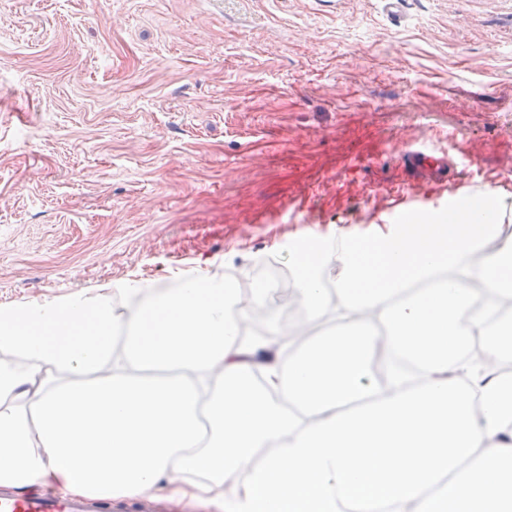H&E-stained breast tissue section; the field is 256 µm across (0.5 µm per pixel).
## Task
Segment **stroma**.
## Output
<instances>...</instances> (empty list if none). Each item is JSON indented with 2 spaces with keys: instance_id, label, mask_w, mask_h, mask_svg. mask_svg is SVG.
<instances>
[{
  "instance_id": "stroma-1",
  "label": "stroma",
  "mask_w": 512,
  "mask_h": 512,
  "mask_svg": "<svg viewBox=\"0 0 512 512\" xmlns=\"http://www.w3.org/2000/svg\"><path fill=\"white\" fill-rule=\"evenodd\" d=\"M477 186L512 237V0H0V307L244 289ZM406 162L423 178L425 179H440L446 176L443 166H432L426 163V158L421 152L408 151L405 154Z\"/></svg>"
}]
</instances>
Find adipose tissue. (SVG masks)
<instances>
[{
	"mask_svg": "<svg viewBox=\"0 0 512 512\" xmlns=\"http://www.w3.org/2000/svg\"><path fill=\"white\" fill-rule=\"evenodd\" d=\"M489 200L371 246L293 252L305 324L343 325L286 353L239 330L273 287L244 308L206 273L128 284L121 311L101 289L0 309V488L204 501L226 487L224 512H512V374L462 356L512 298Z\"/></svg>",
	"mask_w": 512,
	"mask_h": 512,
	"instance_id": "1",
	"label": "adipose tissue"
}]
</instances>
